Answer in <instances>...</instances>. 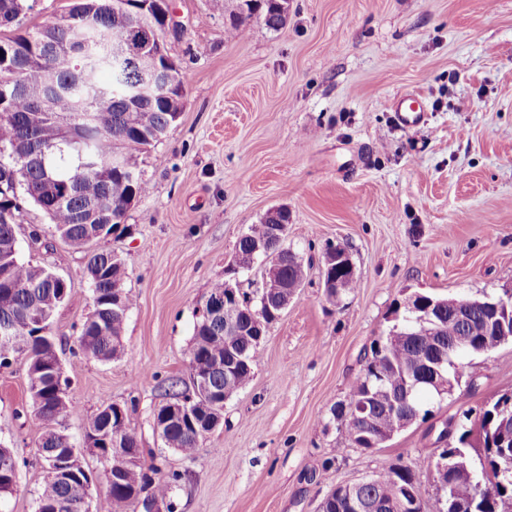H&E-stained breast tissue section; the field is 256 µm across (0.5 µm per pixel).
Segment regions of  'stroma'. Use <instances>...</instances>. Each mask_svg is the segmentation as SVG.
<instances>
[{
    "mask_svg": "<svg viewBox=\"0 0 512 512\" xmlns=\"http://www.w3.org/2000/svg\"><path fill=\"white\" fill-rule=\"evenodd\" d=\"M170 6L182 26L165 42L185 76L183 111L137 160L148 193L98 243L123 260L134 299L118 358L75 351L93 310L83 253L35 205L15 227L21 260L70 283L52 318L75 407L66 434L83 448L101 402L128 407L145 461L184 475L173 512H316L336 485L400 461L439 495L430 462L443 422L512 392V342L468 358L454 393L426 398L428 416L382 447L349 446L331 410L410 295L512 290V0H290L279 30L255 16L232 36L213 0ZM402 93L424 103L425 125L396 123ZM276 207L288 210V243L308 278L220 426L185 459L154 429L163 382L189 380L186 352L212 281ZM339 243L357 286L332 303L321 271ZM41 434L19 357L0 367V444L19 464L0 512H37Z\"/></svg>",
    "mask_w": 512,
    "mask_h": 512,
    "instance_id": "1",
    "label": "stroma"
}]
</instances>
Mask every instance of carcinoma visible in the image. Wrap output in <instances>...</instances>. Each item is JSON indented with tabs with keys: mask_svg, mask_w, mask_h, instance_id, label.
<instances>
[{
	"mask_svg": "<svg viewBox=\"0 0 512 512\" xmlns=\"http://www.w3.org/2000/svg\"><path fill=\"white\" fill-rule=\"evenodd\" d=\"M165 0H71L65 10L25 26L34 0H0V28L14 34L0 33V367L17 356L26 358L29 392L43 433L37 447L51 449L63 445L67 435L62 420L74 412L66 398L68 380L54 372L57 361L56 338L51 331L55 310L67 298L70 285L54 278L44 266H34L19 259L15 232L16 217L26 202L39 206L55 224L60 238L85 253L83 273L93 298L94 310L83 324L77 347L85 355L100 361L118 356L127 311L133 300L127 290L116 299L113 289L125 278L122 259L114 253L93 248V244L112 234L123 222L127 204L148 192L141 176L129 174L114 164L118 158L136 165L138 156L165 136L180 118L171 107L168 94L184 93L181 70L175 71L174 88L152 98L130 104L121 91L142 80L132 66L130 50L139 54H158L165 59L163 22L158 4ZM233 34L241 23L259 11L264 24L277 30L288 21V11L281 0H223ZM36 87L52 98L47 112H37L28 97L27 87ZM18 140L28 144L35 159L19 165L11 157V145ZM112 196V208L101 209L98 202ZM288 224V209L280 208L274 217L252 224L239 239L234 262L241 271L273 255L278 274L293 288L303 285L307 267L288 247V234L271 239L270 225ZM264 244L267 253L256 251ZM234 311L243 333L224 332V320H198L194 326L187 357L189 370L212 369V390L201 393L183 387L180 379L168 378L166 394L194 397L191 406L194 421L173 425L165 433L166 447L186 459H193L206 439L207 429L199 424L206 412L224 413V403L216 394L232 382L235 389L252 377L259 345L254 337L267 333L274 316L266 306L251 302L242 293ZM438 331L434 344L423 336H407L393 343L376 339L371 344L367 368L352 383L347 399L332 409L333 418L342 426L350 445L368 449L370 437L394 431L398 414L389 401L403 394L410 372L421 373L424 362L435 356L447 359L448 374L463 378L467 356L484 352L496 339L495 324L475 313L463 321L455 310L444 308L437 315ZM470 337L468 354L449 351L454 339ZM237 359V371L226 374L215 369V362ZM434 388L423 382L402 409L404 415L422 411L420 394ZM370 407V420L362 423L355 411ZM498 403L472 420L463 412L455 429L458 445L447 447L453 466L440 482L443 496L428 504L426 490L415 477L414 464H395L375 478V483L355 488V496L367 505L388 503L399 494L408 508L396 512H512V440L500 445L493 434L499 420ZM115 437L127 447H138L130 429L127 408L104 401L86 427L84 447L91 456ZM479 448L480 468L473 466L468 447ZM37 494L38 512H86L90 471L94 482L103 486L112 504V512H135L142 505L166 501L184 478L173 472L155 480L151 474L159 468L145 465L137 456L117 467L111 459L101 460V468L89 470L82 455L70 459L74 478L60 480L48 470ZM483 483L486 492L476 493Z\"/></svg>",
	"mask_w": 512,
	"mask_h": 512,
	"instance_id": "carcinoma-1",
	"label": "carcinoma"
}]
</instances>
